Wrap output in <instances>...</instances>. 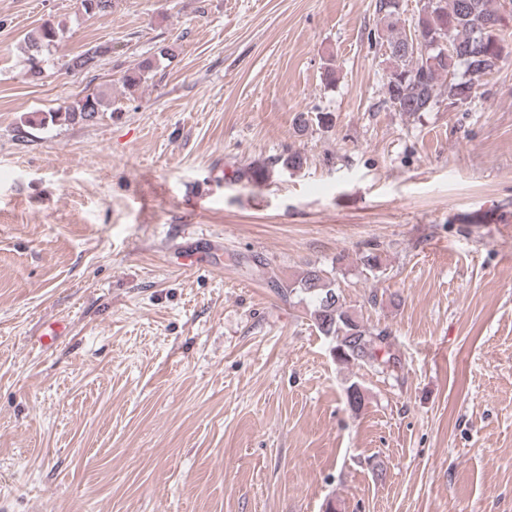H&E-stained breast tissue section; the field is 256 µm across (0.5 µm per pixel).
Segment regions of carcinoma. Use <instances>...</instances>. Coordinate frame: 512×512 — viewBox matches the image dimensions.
I'll return each instance as SVG.
<instances>
[{"label":"carcinoma","instance_id":"1","mask_svg":"<svg viewBox=\"0 0 512 512\" xmlns=\"http://www.w3.org/2000/svg\"><path fill=\"white\" fill-rule=\"evenodd\" d=\"M86 15L108 12L112 0H80ZM512 0H425L414 33L397 28L400 0H377L376 12L382 27L376 43L387 46L389 66L384 75L385 102L397 112L408 115L431 112L444 100L452 106H465L479 94L485 78L497 73L505 58L512 28V12H506ZM65 25L50 20L28 33L24 39L27 54L26 76L38 81L43 64L64 39ZM445 40L455 53L428 56L406 50L409 40ZM108 46L91 48L72 57L68 67L91 72L99 59L109 53ZM173 50L163 47L154 58L143 61L123 76L128 91L136 92L147 82L163 60L172 58ZM463 76H458V71ZM106 94L92 92L74 105L47 112L39 123L59 125L90 122L105 106ZM280 295L306 304L316 329L334 342L336 360L342 364L364 365L380 372L390 367L388 351L390 332L366 326L343 302L335 277L329 272L309 267L283 285Z\"/></svg>","mask_w":512,"mask_h":512}]
</instances>
